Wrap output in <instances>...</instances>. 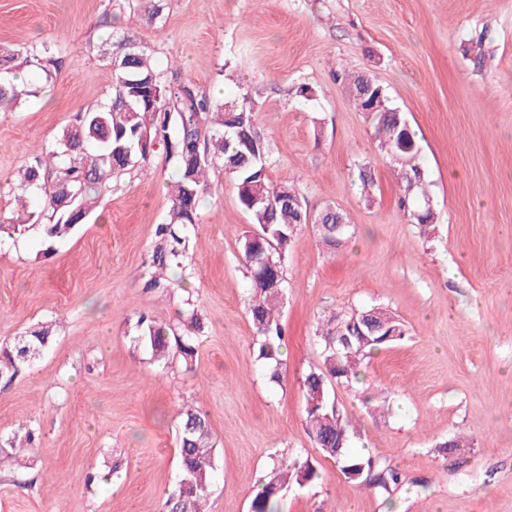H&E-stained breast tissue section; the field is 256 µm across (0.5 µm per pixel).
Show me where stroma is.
I'll list each match as a JSON object with an SVG mask.
<instances>
[{"mask_svg":"<svg viewBox=\"0 0 512 512\" xmlns=\"http://www.w3.org/2000/svg\"><path fill=\"white\" fill-rule=\"evenodd\" d=\"M114 31L212 98L229 94L227 69L258 88L270 180L295 182L310 212L340 208L351 238L330 250L313 225L295 234L277 384L248 315L238 239L250 217L223 171L190 234L184 286L176 269L167 287L147 285L174 172L159 150L99 186L85 223L48 255L36 226L0 240V343L54 326L40 357L0 380V446L35 434L26 468L0 472V512H162L180 479L185 407L210 425L209 512H249L274 461L295 455L316 477L284 489L277 512H512V0H0V43L51 41L63 59L52 82L31 76L35 96L0 112V209L12 208L9 188L33 152L109 97ZM359 72L377 77L417 137L435 237L398 205L397 173L351 102L346 78ZM302 84L312 99L296 96ZM187 291L203 322L196 357L156 362L137 320L177 323ZM366 305L389 309L408 334L334 394L352 453L399 471L384 494L316 448L302 389L322 365L318 321ZM371 399L384 413H368ZM458 434L468 447L436 451Z\"/></svg>","mask_w":512,"mask_h":512,"instance_id":"35a3bbf8","label":"stroma"}]
</instances>
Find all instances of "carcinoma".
Masks as SVG:
<instances>
[{
	"label": "carcinoma",
	"instance_id": "cac0c4a2",
	"mask_svg": "<svg viewBox=\"0 0 512 512\" xmlns=\"http://www.w3.org/2000/svg\"><path fill=\"white\" fill-rule=\"evenodd\" d=\"M104 57L112 75V96L80 113L77 123L62 132L51 150L32 155L22 167L15 184L21 210L0 211V233L21 237L39 224L46 242L66 237L73 227L68 224L69 208L58 207L60 189L73 191L81 212H86L87 197L97 192L98 185L150 160L154 150L142 147V141L147 140L159 144L166 160L176 168L170 209L164 222L156 225L158 243L152 263L161 271L169 267L184 270L191 267L186 241L199 223V201L211 190V172L224 170L255 227L243 234L239 248L254 291L249 315L258 337L257 359L269 380L280 382L283 259L298 228L307 223L309 211L295 183L275 184L268 177L271 148L255 123V96L246 92L215 101L192 83L178 79V73L167 77L144 48L125 35L112 36V50ZM0 63L1 112L32 96L30 84L17 81L21 69L49 81L61 60L51 43L24 48L0 44ZM350 83L352 102L372 121L381 152L400 168V208L411 223L421 226L422 233H429L434 230L436 217L430 203V184L419 165L415 133L405 115L389 106L376 77L358 74ZM339 214L337 208H324L314 215L316 231L330 248L341 246L349 232V225L338 223ZM183 305L176 325L145 318L138 321L137 340L153 357L164 359L174 352L191 362L196 356L201 318L191 295L184 296ZM369 310L380 322V331L366 343L354 336L351 313H336L318 322L323 367L307 373L302 387L305 401L320 400L316 407L306 409V419L321 453L336 460L343 474L358 471L367 486L386 492L401 483L400 473L371 456L348 451L347 424L330 396L332 382L351 384L358 379L366 359L407 334L403 322L388 309L374 305ZM51 332V326H41L12 345L0 346V377L10 381L21 367L36 360ZM340 438L343 446L339 449L336 444ZM34 440L30 430L8 439V447L0 448V469L19 466ZM213 453L204 416L191 409L181 412V476L164 503V512H207L206 499L215 472ZM315 475L311 462L300 456L273 465L261 492L251 502V512H275V503L289 481L301 486Z\"/></svg>",
	"mask_w": 512,
	"mask_h": 512
}]
</instances>
